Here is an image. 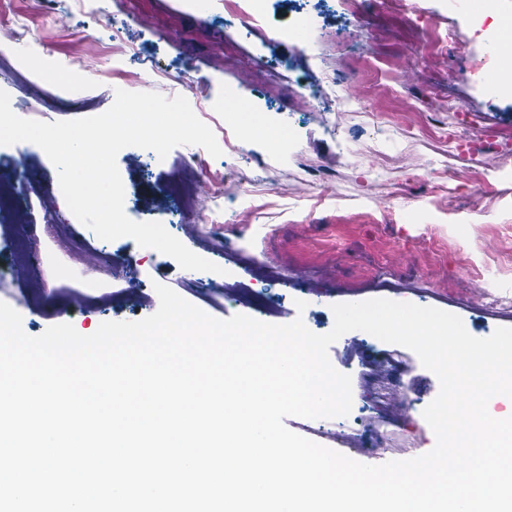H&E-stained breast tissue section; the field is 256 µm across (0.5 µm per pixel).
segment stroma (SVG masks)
Instances as JSON below:
<instances>
[{"label": "stroma", "mask_w": 512, "mask_h": 512, "mask_svg": "<svg viewBox=\"0 0 512 512\" xmlns=\"http://www.w3.org/2000/svg\"><path fill=\"white\" fill-rule=\"evenodd\" d=\"M101 14L60 16L51 0H13L9 19L18 36L0 44L12 66L0 69V90L25 119L56 122L95 116L115 100L116 89L185 97L202 112L200 87L238 83L244 99L265 116L247 134L229 129L235 150L212 157L199 146H178L166 158L127 147L117 156L125 189L124 210L134 221L166 224L190 250L219 265V272L190 271L129 237L108 242L73 216L57 197V172L37 145L0 148V170H24L35 195L25 208L0 210V220L25 225L18 238L37 267L11 266V244L0 235V301L22 316L23 329L40 335L69 322L84 335L105 321H135L155 313L161 283L207 314H236L286 324L303 318L313 332L334 324L332 305L390 299L435 307L459 316L477 338L512 327V157L501 156L490 133L512 136V87L488 84L482 73L455 56L432 66L427 47L454 33L491 68L512 72V58L492 46L502 23L512 22V0H498L487 21L466 12L465 0H409L410 31H397L390 49L370 54L364 43L336 46L337 30L350 21L331 0H273L271 28L291 27L302 13L318 22L303 27L301 43L284 38L267 49L248 25L228 28L223 17L200 24L214 0H99ZM150 54L170 72L163 83L136 78L135 57L111 55L113 31ZM233 42L246 68L220 72L218 48ZM303 53V68L282 71L281 87L331 74L344 78L348 104L327 97L313 108L270 97L254 84L250 64ZM474 122L467 148H448V100ZM386 136H376L378 126ZM191 156L219 169L234 203L198 183L193 223L173 224L159 200L173 173ZM455 172L446 193L432 175ZM129 255L122 282L112 280V255ZM242 282L270 304L258 313L235 301L226 284ZM305 310H297V301ZM396 368L391 409L379 416L369 406L371 383L382 375L372 352ZM329 359L352 381V409L333 419L286 417L285 426L356 460L374 456L367 438L384 439L386 455L401 460L430 451L435 435L423 417L439 380L410 349L359 330L344 334Z\"/></svg>", "instance_id": "stroma-1"}]
</instances>
